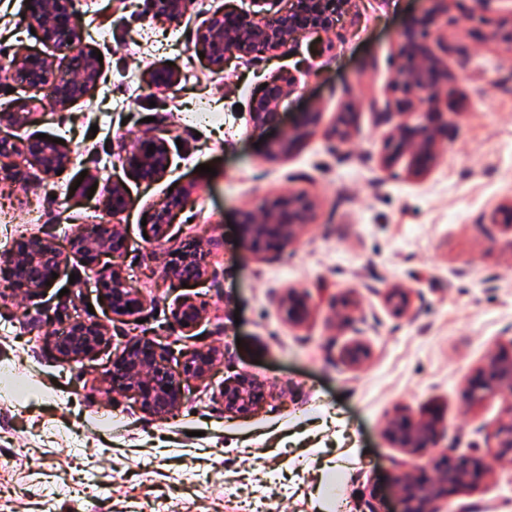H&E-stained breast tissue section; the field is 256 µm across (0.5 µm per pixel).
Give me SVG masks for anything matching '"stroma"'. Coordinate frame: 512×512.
<instances>
[{
	"mask_svg": "<svg viewBox=\"0 0 512 512\" xmlns=\"http://www.w3.org/2000/svg\"><path fill=\"white\" fill-rule=\"evenodd\" d=\"M224 2L192 0L183 17L161 24L147 0H73L103 76L63 112L47 90L0 74V108L21 98L36 117L2 123L0 133L59 138L71 156L58 175L19 156L24 191L0 192V258L33 238L69 255L50 285L0 299V512H42L49 500L56 512H85L90 494L106 512H359L368 500L376 512H397L393 477L407 455L385 427L396 409L419 418L432 405L444 415L438 449L480 451L492 468L479 486L440 500V512H512V467L491 458L512 391L477 404L463 396L467 374L512 343V232L493 221L512 202V45L492 38L512 23V0H450L448 82L429 102L448 135L420 178L402 160L382 166L391 127L371 101L385 99L399 37L429 0H347L321 35L324 53L304 36L214 71L194 34ZM20 42L67 71L63 55L32 34L25 0H0V53ZM166 64L179 79L161 93L150 73ZM285 72L296 91L276 122L254 126L252 98ZM344 109L356 113L357 131L341 144L323 130ZM310 112L321 113V131L290 157L271 158ZM158 134L171 165L147 186L126 165V149ZM201 164L215 175L198 172ZM115 182L130 198L112 223L128 241L116 267L143 302L135 317L112 316L94 272L69 254L76 228L102 222ZM187 186L193 200L168 235L145 239L143 217ZM294 192L315 199L313 222L282 252H254L241 239V212ZM196 233L218 243L207 270L195 286L172 285L166 253ZM394 288L410 293L399 315L386 301ZM292 289L309 297L301 324L282 312ZM347 296L359 306L345 321L337 304ZM185 300L202 306L190 329L172 317ZM78 316L104 324L107 342L67 364L48 338ZM138 336L155 337L174 367L183 348L219 352L172 415L147 413L108 379L113 353ZM353 339L370 350L359 370L340 358ZM243 373L264 385L266 403L227 413L222 386Z\"/></svg>",
	"mask_w": 512,
	"mask_h": 512,
	"instance_id": "obj_1",
	"label": "stroma"
}]
</instances>
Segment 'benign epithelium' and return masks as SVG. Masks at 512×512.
Listing matches in <instances>:
<instances>
[{
    "mask_svg": "<svg viewBox=\"0 0 512 512\" xmlns=\"http://www.w3.org/2000/svg\"><path fill=\"white\" fill-rule=\"evenodd\" d=\"M346 0H251L260 10H245L235 3L211 13L196 31V47L213 67L222 69L232 55L259 56L274 53L302 34L324 32L334 27L336 7ZM190 0H149L153 16L160 21H173L189 7ZM32 9L27 19L41 39L53 44L69 61L76 76L66 84L57 80L49 61L40 53L20 48L13 57L0 58L1 68H19L33 88L49 90V105L64 111L75 100L83 97L96 85L102 73L94 55L77 44L79 40L73 0H28ZM444 16L436 8L428 12L416 25L405 31L398 41V55L402 61L388 86L384 111L376 113L383 123L394 122L384 144L382 163L392 166L401 156L409 157L407 171L412 176H423L436 162L440 146L441 127L436 124L437 113L420 112L417 103L431 98L445 76L442 60L434 52V27ZM177 74L158 68L151 74V83L166 89L176 82ZM293 76L278 77L267 83L256 95L250 107V119L255 126L274 123L282 101L294 89ZM322 113H309L301 127L287 139L270 149L273 158L290 155L306 138L313 135ZM356 127L352 112H339L325 135L339 143L349 141ZM155 146L148 153L149 146ZM28 154L46 173H54L67 166L69 158L50 142L35 138L16 143L0 136V173L5 179L19 182L23 172L10 158ZM170 159L164 142L158 138L140 139L131 143L126 164L137 178L153 184L166 173ZM193 191L185 187L153 207L150 217L154 240H162L177 216L188 206ZM108 206L117 216L128 207L125 189L112 184L107 193ZM315 201L304 193H290L268 200L263 205L264 217L258 219L246 210L240 216V231L259 252L279 251L292 245L298 228L314 218ZM71 247L85 264L96 270L95 285L103 295L109 311L116 316H133L142 307L141 298L131 289L125 278L107 260L122 254L127 248L125 238L110 224L96 225L93 234L95 248L87 246L88 235L77 229L70 237ZM214 240L196 236L185 240L168 254L166 275L180 284L199 280L204 276ZM66 257L49 239H32L20 243L0 264V276L9 289L26 295L46 287L52 273L60 272ZM282 309L292 323H302L309 314L307 295L288 291ZM201 307L185 301L173 312L179 326H193L201 317ZM58 357L66 362H77L95 354L106 343L103 324L90 319H73L65 334L51 337ZM218 357L211 348H192L185 351L178 369H173L163 350L150 337L131 340L112 360V382L121 384L136 396L143 410L167 416L175 412L181 402L182 390L191 380L205 377ZM369 357L368 347L353 340L342 349V358L353 368H361ZM470 402L512 389V351L490 353L484 362L467 378ZM224 410L230 413H249L260 407L266 398L264 386L248 375H240L224 384L221 392ZM441 419L434 411L415 419L399 409L389 419L386 436L397 448L413 456L428 460L411 467L420 471L416 477L403 471L397 484L403 512H435V503L462 488L478 486L490 475L485 456L473 454L453 460L444 453H435V441ZM494 456L501 463L512 465V418L500 422L494 429Z\"/></svg>",
    "mask_w": 512,
    "mask_h": 512,
    "instance_id": "7a95c632",
    "label": "benign epithelium"
}]
</instances>
